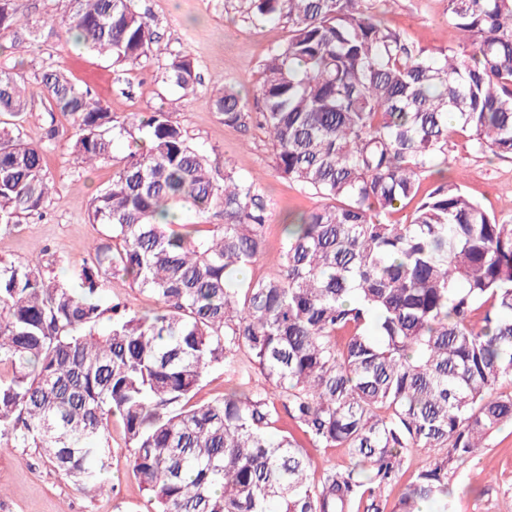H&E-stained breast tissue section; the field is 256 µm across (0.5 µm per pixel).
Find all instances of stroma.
<instances>
[{
    "label": "stroma",
    "mask_w": 512,
    "mask_h": 512,
    "mask_svg": "<svg viewBox=\"0 0 512 512\" xmlns=\"http://www.w3.org/2000/svg\"><path fill=\"white\" fill-rule=\"evenodd\" d=\"M153 18L162 44L174 54L189 55L201 78L198 98L180 96L162 83V64L156 59L115 64L106 56L86 51L64 38H36L25 47L11 49L0 40V67L21 65L35 76L45 64L65 71L76 84L90 88L114 115L164 108L171 112L191 142L207 154L213 169L233 167L240 174L261 177L268 204L265 236L267 251L252 267L255 277L276 274L282 262L284 219L320 205L316 195L288 184L273 169V151L257 129L225 126L205 103L213 91L232 84L248 98L249 111H258L251 95L271 47L287 41L290 24L284 17L259 15L252 0H136ZM373 10L414 46L435 51L448 45L447 0H373ZM55 132L58 148L48 159L55 191L43 216L0 229V261L47 263L56 259L82 264L91 244L105 238L101 225L89 223L92 196L111 180L114 163L78 168L64 149L73 133L71 117H49L44 98L35 97L24 117L27 141H44ZM445 174L463 180L468 193L498 218L512 219V159L471 152L460 139L448 144ZM107 304L127 309L154 310V296L127 279L104 282ZM264 379L246 353H238L232 366L211 368L194 400L206 403L238 388H260ZM109 491L89 494L45 463L39 449L0 447V512H151L149 496L132 472L120 422L111 429ZM455 512H512V426L494 432L480 455L448 469Z\"/></svg>",
    "instance_id": "obj_1"
}]
</instances>
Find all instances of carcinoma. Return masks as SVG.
Instances as JSON below:
<instances>
[{
  "instance_id": "1",
  "label": "carcinoma",
  "mask_w": 512,
  "mask_h": 512,
  "mask_svg": "<svg viewBox=\"0 0 512 512\" xmlns=\"http://www.w3.org/2000/svg\"><path fill=\"white\" fill-rule=\"evenodd\" d=\"M284 16L254 94L231 86L207 105L224 125L264 130L276 173L323 199L287 224L270 277H238L266 253L259 178L212 170L171 113L120 119L91 91L47 65L36 84L0 70V226L50 199L52 141L28 142L20 119L42 96L73 119L66 149L79 164L112 160L115 143L144 133L88 220L96 245L73 277L39 263L0 262V447L38 448L61 476L108 487L112 419L132 472L157 512H384L381 490L412 448L447 456L404 485L391 512L448 510V467L472 460L512 424V222L459 181L421 182L461 137L472 151L512 158V0H448V49L428 54L367 0H252ZM68 19L30 22L23 0H0V36L66 34L116 63L157 43L135 0H69ZM163 82L196 96L186 55ZM412 206L407 224L383 216ZM224 223H164L170 213ZM155 296L151 313L114 305L102 324L104 278ZM484 309L482 325L473 312ZM248 354L293 428L275 432L268 393L238 389L194 404L208 369ZM345 448L348 466L314 482L305 444Z\"/></svg>"
}]
</instances>
